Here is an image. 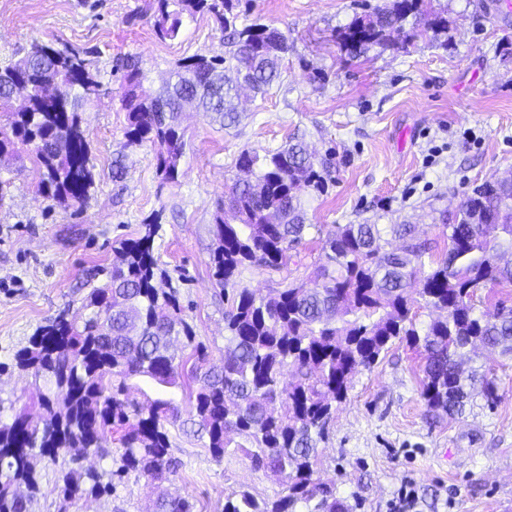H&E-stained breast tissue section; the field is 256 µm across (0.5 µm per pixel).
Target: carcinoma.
<instances>
[{
  "instance_id": "obj_1",
  "label": "carcinoma",
  "mask_w": 512,
  "mask_h": 512,
  "mask_svg": "<svg viewBox=\"0 0 512 512\" xmlns=\"http://www.w3.org/2000/svg\"><path fill=\"white\" fill-rule=\"evenodd\" d=\"M157 2L158 38H177L184 18L199 14L227 33L229 45L226 56L180 60L158 91L145 85L146 73L130 57L111 70L123 89L127 145L153 146L157 172L176 184L185 154V105L236 123L239 80L266 92L280 78L289 45L288 36L269 25L237 28L233 0ZM417 5L418 0H392L355 18L340 35L343 47L358 56L392 43ZM111 84L83 53L32 44L24 57L0 67V108L9 113L8 125L0 128V158L29 152L40 193L61 206L82 207L95 174L80 112L112 93ZM238 169L249 182H235L218 207L210 256L216 284L233 289L224 312V364L206 367V347L183 317L176 289L160 286L165 273L154 252L161 228L155 219L139 238L114 250L106 280L83 299L80 324L61 314L14 355L19 371L43 383V420L31 431L23 413L0 420V512H28V499L16 486L35 492L38 465L57 461L64 448L112 459L108 471L71 459L59 477L68 500L109 495L131 474L163 482L178 469L168 433L176 424L217 461L231 448L229 434L246 437L249 446L238 444L236 450L254 469L285 479L286 493L279 498L234 493L224 499L223 512H350L334 486L314 478L318 444L357 369L372 368L397 340L424 355L421 395L430 409L461 414L477 391L494 403L495 379L465 373L458 359L479 346L512 358V307L498 309L491 319L475 306L480 289L512 286V263L499 261L512 252V182L486 181L473 189L447 225L449 247L441 258H433L430 243L421 240L399 253L387 249L389 233L413 237L409 224H338L318 241V287L290 285L259 296L237 287L241 271L288 264V252L313 228L306 223L305 198L325 193L331 176L300 141L262 157L244 153ZM413 281L423 306L441 312L421 331L407 295ZM177 342L191 349L189 374L183 372L188 359L174 349ZM288 369L295 382L285 388L281 381ZM144 380L156 397L142 406L131 394L142 391ZM178 390L189 391L185 418ZM112 430L121 432L115 458L103 446ZM154 512H195V504L186 497H161Z\"/></svg>"
}]
</instances>
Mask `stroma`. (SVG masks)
<instances>
[{
	"label": "stroma",
	"mask_w": 512,
	"mask_h": 512,
	"mask_svg": "<svg viewBox=\"0 0 512 512\" xmlns=\"http://www.w3.org/2000/svg\"><path fill=\"white\" fill-rule=\"evenodd\" d=\"M390 0H237L238 25L276 27L291 48L266 94L243 91L237 124L223 126L193 110L182 116L187 142L178 183L163 182L156 150L130 147L121 89L82 114L96 186L82 208L61 207L36 190L30 160L0 162V404L39 416L37 388L13 357L61 311L81 314L86 274L112 265V249L159 218L155 254L179 294L208 362L224 357L227 302L210 269L216 203L229 191L243 152L265 155L300 137L325 160L332 181L308 199L321 233L339 224H412L435 254L448 240L439 219L453 214L484 181L512 172V9L504 0H420L394 44L359 56L339 35ZM157 0H0V64L35 42L91 51L108 77L113 60L131 55L160 88L174 64L224 53V36L199 15L181 35L160 40ZM123 157L126 172L112 177ZM287 268H250L241 287L261 294L288 284L313 287L320 251L306 240ZM418 352L392 345L373 368L352 377L336 407L315 474L335 485L351 512H391L411 483L416 512H512V359L485 352L472 361L492 371L498 398L475 397L462 416L429 410L421 396ZM179 464L168 481L129 478L115 493L69 502L56 468L42 463L28 512H149L160 494L189 497L196 512H222L228 495H283L276 477L240 453L215 460L179 427L169 430Z\"/></svg>",
	"instance_id": "35a3bbf8"
}]
</instances>
